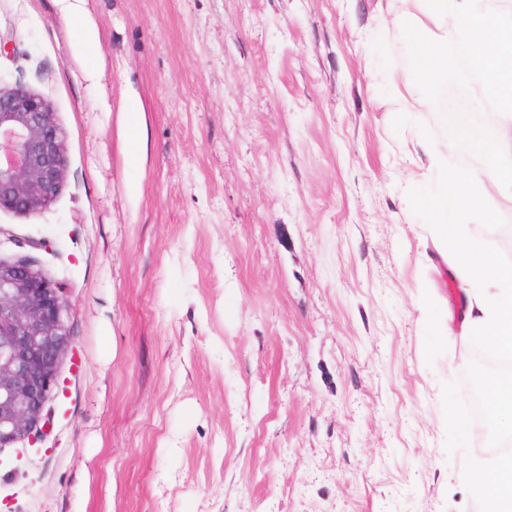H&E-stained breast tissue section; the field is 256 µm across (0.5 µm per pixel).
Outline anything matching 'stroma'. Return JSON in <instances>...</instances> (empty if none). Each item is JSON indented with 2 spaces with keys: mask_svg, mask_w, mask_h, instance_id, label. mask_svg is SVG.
<instances>
[{
  "mask_svg": "<svg viewBox=\"0 0 512 512\" xmlns=\"http://www.w3.org/2000/svg\"><path fill=\"white\" fill-rule=\"evenodd\" d=\"M0 0V85L49 99L67 179L0 211L65 288L63 396L0 450V512H477L481 336L405 201L436 180L404 13L424 0ZM103 68L100 80L87 77ZM137 99L140 117L127 103ZM467 231L512 258V199ZM59 1L62 13L69 18H75L80 22V31L82 42L93 44L98 39V33L95 26L88 20L83 13V4L85 0H57Z\"/></svg>",
  "mask_w": 512,
  "mask_h": 512,
  "instance_id": "1",
  "label": "stroma"
}]
</instances>
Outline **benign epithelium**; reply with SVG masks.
Here are the masks:
<instances>
[{
  "label": "benign epithelium",
  "instance_id": "1",
  "mask_svg": "<svg viewBox=\"0 0 512 512\" xmlns=\"http://www.w3.org/2000/svg\"><path fill=\"white\" fill-rule=\"evenodd\" d=\"M64 138L49 100L0 86V211L33 216L55 201ZM73 341L63 288L30 260L0 258V448L41 436Z\"/></svg>",
  "mask_w": 512,
  "mask_h": 512
}]
</instances>
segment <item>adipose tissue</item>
<instances>
[{
  "mask_svg": "<svg viewBox=\"0 0 512 512\" xmlns=\"http://www.w3.org/2000/svg\"><path fill=\"white\" fill-rule=\"evenodd\" d=\"M450 266L471 292L464 318L467 331L479 332L492 350L512 357V264L460 243ZM489 466L493 479L475 482L478 505L491 504L496 512H512V459L498 457Z\"/></svg>",
  "mask_w": 512,
  "mask_h": 512,
  "instance_id": "obj_1",
  "label": "adipose tissue"
}]
</instances>
